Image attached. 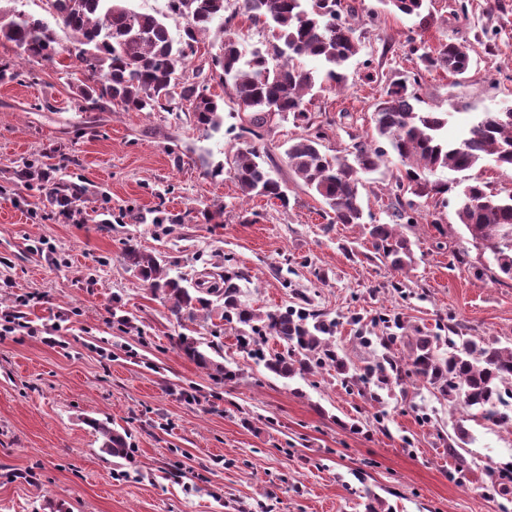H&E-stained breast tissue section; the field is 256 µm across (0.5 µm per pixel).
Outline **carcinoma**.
I'll list each match as a JSON object with an SVG mask.
<instances>
[{
    "mask_svg": "<svg viewBox=\"0 0 512 512\" xmlns=\"http://www.w3.org/2000/svg\"><path fill=\"white\" fill-rule=\"evenodd\" d=\"M394 12L428 24L426 0H380ZM56 24L75 35V44L64 48L47 21L25 13L0 18V42H9L20 55L37 62L62 65L65 75H81L72 85L73 104L81 112H101L119 107L125 112H171L188 107L196 123L217 131L224 122L223 105L210 92L216 82L229 90L246 113L240 125V146L231 161L241 196H264L288 205L286 185L275 177L256 143L273 126L293 117L309 130L314 122L305 108V97L316 85L344 86L345 65L359 51L355 27L339 16L337 0H168L170 12L187 19L179 37L171 36L165 22L141 13L129 0H53ZM269 28L272 40L263 50L245 57L238 41V17ZM223 26L224 40L208 66H199L192 79L183 77L186 65L197 55L200 35L215 19ZM318 63L308 68L302 62ZM424 69H442L463 77L472 65L471 48L459 41L441 45L434 53L418 56ZM419 74H405L391 82L372 115V138L353 145L351 157L330 156L322 150L320 132L291 140L285 151L288 168L303 186L330 209L338 224H362L368 230L377 254L395 270L413 263L406 238L389 224H367L360 188V174L376 171L384 158L395 154L406 166V181L396 183L400 192L422 197L448 191V184L430 182L423 174L449 169L471 170L489 157L499 169L512 170V110L483 112L462 137L448 138V112H426L417 108V97L409 87ZM18 179L32 182L51 206L68 216L81 213L87 196L83 183L49 179L48 170L23 163ZM463 202L457 210L472 240L488 249L498 268L497 277L512 280V192L487 191V185L467 179ZM123 258L154 291L169 302L171 313L193 319L204 311L237 324L238 342L249 354H258L259 342L279 340L285 351L265 360V367L281 378L305 375L332 367L336 372L379 389L411 373L425 381L435 393L495 426H512V350L496 341L466 338L458 326L448 325V336H417L408 362L394 347L405 339V323L398 317L378 318L385 331L375 337L383 349L380 357L350 374L351 365L340 356L329 337L336 323L327 322L313 310L287 306L264 315L242 303L239 269H226L208 288L172 276L159 256L129 239ZM178 349L202 368L230 378L233 372L214 361L193 336L180 335ZM92 426L103 438V449L114 458L128 456L125 435L104 422Z\"/></svg>",
    "mask_w": 512,
    "mask_h": 512,
    "instance_id": "cac0c4a2",
    "label": "carcinoma"
}]
</instances>
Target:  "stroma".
I'll return each instance as SVG.
<instances>
[{
    "label": "stroma",
    "instance_id": "1",
    "mask_svg": "<svg viewBox=\"0 0 512 512\" xmlns=\"http://www.w3.org/2000/svg\"><path fill=\"white\" fill-rule=\"evenodd\" d=\"M341 3L356 8L359 52L347 86L308 106L329 155L371 137L389 83L420 71L414 45L431 52L456 40L473 50L464 78L432 69L414 87L419 109L450 113V135L512 104V0H465L462 11L428 0L424 28L380 0ZM2 62L17 76L0 81V311L39 296L26 317L61 343L0 337V512H367L369 491L379 512L512 510V480L486 489L488 467L512 468V429L469 419L415 378L375 402L329 367L277 377L265 359L282 351L278 340L257 358L239 349L233 325L177 321L123 259L131 238L192 281L207 262L242 269L245 303L265 313L309 302L335 321L332 342L358 369L382 353L359 340L380 312L431 336L456 323L463 336L512 348V280H495L490 253L459 223L457 192L415 198L410 221H397L414 253L398 272L375 257L362 227L331 223L287 167L301 124L281 123L263 142L288 206L245 200L231 169L240 108L222 86L211 87L224 99L215 133L189 112H81L57 67L7 42ZM34 159L89 185L80 218L14 179ZM402 170L391 157L362 177L377 223L389 221ZM158 206L182 223L157 230L146 217ZM181 333L217 344L236 378L187 359L175 345ZM96 420L127 433L128 457L103 451ZM460 424L468 443L456 440Z\"/></svg>",
    "mask_w": 512,
    "mask_h": 512
}]
</instances>
